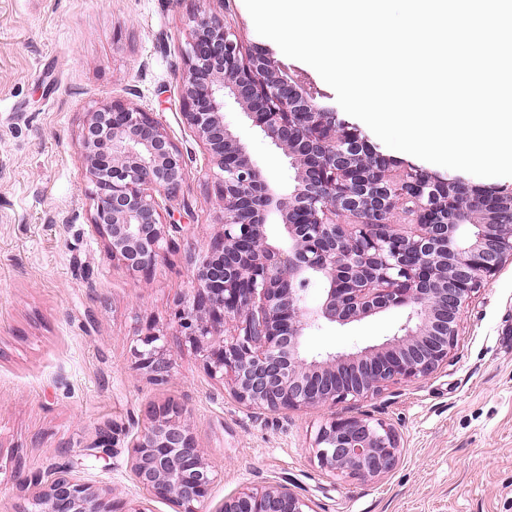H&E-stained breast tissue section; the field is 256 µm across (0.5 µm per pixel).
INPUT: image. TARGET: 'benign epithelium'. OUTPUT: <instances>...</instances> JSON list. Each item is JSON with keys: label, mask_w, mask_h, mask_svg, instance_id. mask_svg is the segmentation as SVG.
Segmentation results:
<instances>
[{"label": "benign epithelium", "mask_w": 512, "mask_h": 512, "mask_svg": "<svg viewBox=\"0 0 512 512\" xmlns=\"http://www.w3.org/2000/svg\"><path fill=\"white\" fill-rule=\"evenodd\" d=\"M183 115L219 169L222 232L194 267L196 288L175 318L208 371L230 381L258 413L332 408L427 377L448 363L461 315L482 284L512 261V187L473 186L412 168L411 189L355 128L281 74L273 54L246 51L214 12L195 17L186 50ZM233 106L288 158L293 185L272 186L226 121ZM79 148L92 184V223L106 251L132 274L154 270L176 225L162 219L185 177L178 145L150 113L114 101L89 114ZM280 219L282 236L267 234ZM320 288L309 301V288ZM391 308L404 321L384 342L356 352L308 355V330L345 326ZM229 341L216 337L227 319ZM137 365L166 381L171 359L156 332L140 338ZM182 404L146 411L131 470L151 496L200 512L212 473ZM111 428L85 454L110 457ZM320 467L363 482L384 478L401 449L395 429L368 415L333 419L314 439ZM37 496H29L31 488ZM22 512H117L71 465L25 476ZM222 512H316L288 482L224 499Z\"/></svg>", "instance_id": "benign-epithelium-1"}]
</instances>
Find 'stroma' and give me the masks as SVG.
I'll use <instances>...</instances> for the list:
<instances>
[{
  "label": "stroma",
  "mask_w": 512,
  "mask_h": 512,
  "mask_svg": "<svg viewBox=\"0 0 512 512\" xmlns=\"http://www.w3.org/2000/svg\"><path fill=\"white\" fill-rule=\"evenodd\" d=\"M219 11L245 48L264 49L379 153L444 178L455 170L387 147L342 112L308 64L260 36L244 0H0V512H17L19 476L72 464L111 492L122 512H176L149 498L130 462L145 411L180 402L214 473L200 512L226 497L289 482L317 512H512V263L465 309L447 365L430 376L333 409L254 414L212 377L174 318L190 294L195 259L221 232L218 180L183 116L181 87L195 17ZM119 99L149 112L180 147L186 177L169 208L178 230L149 276L112 262L92 224L79 150L90 112ZM227 120L269 182L294 175L282 151L238 112ZM390 309L346 326L325 324L310 352H350L393 335ZM158 332L173 367L160 384L137 370L134 348ZM368 414L401 437L392 473L375 482L320 468L314 438L332 417ZM112 454L85 455L98 427Z\"/></svg>",
  "instance_id": "stroma-1"
}]
</instances>
